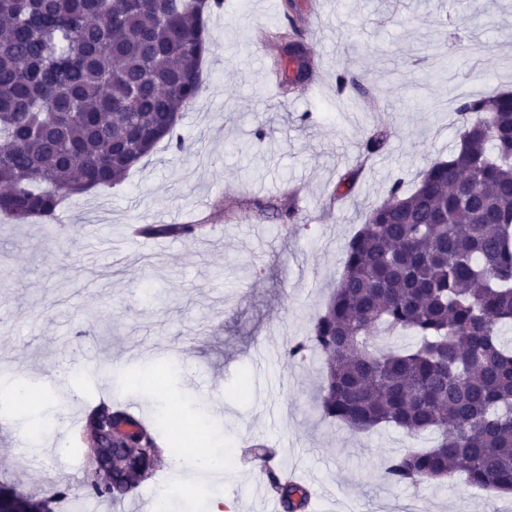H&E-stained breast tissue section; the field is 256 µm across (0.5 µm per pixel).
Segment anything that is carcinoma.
<instances>
[{"label":"carcinoma","mask_w":512,"mask_h":512,"mask_svg":"<svg viewBox=\"0 0 512 512\" xmlns=\"http://www.w3.org/2000/svg\"><path fill=\"white\" fill-rule=\"evenodd\" d=\"M223 0H0V213L19 223H60L72 196L122 181L166 138L202 91L209 53L204 14ZM295 27L276 34L288 54L281 76L307 72ZM459 141L397 179L346 248L333 293L288 357H322L317 408L354 434L381 426L428 448L385 460L395 486L452 481L459 473L488 496L512 493V91L459 96ZM389 134L361 144L381 153ZM258 215L296 221L293 198L257 199ZM194 224H148L150 237H190ZM414 342L378 347L374 335ZM160 430L101 406L77 451L83 496L121 503L164 454ZM260 459L282 512H302L305 486L273 456ZM0 486V512H50Z\"/></svg>","instance_id":"cac0c4a2"}]
</instances>
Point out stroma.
<instances>
[{"mask_svg":"<svg viewBox=\"0 0 512 512\" xmlns=\"http://www.w3.org/2000/svg\"><path fill=\"white\" fill-rule=\"evenodd\" d=\"M299 39L318 78L282 92L266 71L283 60L255 28L283 25V0H224L207 21L203 90L176 133L120 185L72 197L63 233L0 214V483L37 498L79 491L75 450L59 453L69 417L103 390L179 436L208 403L200 450L225 449L220 480L190 456L163 463L137 490L152 512L205 484L208 501L262 512L268 450L320 492L315 512H512L464 476L420 488L389 485L398 429L352 434L316 408L320 362L291 360L335 288L344 246L398 177L447 158L455 99L512 90V0H296ZM355 87L338 89L337 74ZM386 151L360 165L374 124ZM353 191L328 199L349 175ZM297 190L301 221L259 219L256 198ZM201 220L212 233L129 243L126 225ZM28 391L12 398L16 386Z\"/></svg>","mask_w":512,"mask_h":512,"instance_id":"obj_1","label":"stroma"}]
</instances>
